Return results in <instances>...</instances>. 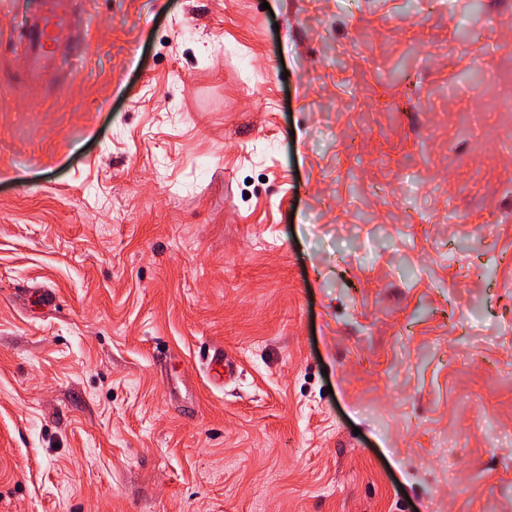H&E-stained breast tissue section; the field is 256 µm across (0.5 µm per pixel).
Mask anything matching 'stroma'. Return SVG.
Returning <instances> with one entry per match:
<instances>
[{
    "label": "stroma",
    "instance_id": "1",
    "mask_svg": "<svg viewBox=\"0 0 512 512\" xmlns=\"http://www.w3.org/2000/svg\"><path fill=\"white\" fill-rule=\"evenodd\" d=\"M73 6L29 86L0 0V512H512V0Z\"/></svg>",
    "mask_w": 512,
    "mask_h": 512
}]
</instances>
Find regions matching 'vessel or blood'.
I'll return each instance as SVG.
<instances>
[{
    "label": "vessel or blood",
    "mask_w": 512,
    "mask_h": 512,
    "mask_svg": "<svg viewBox=\"0 0 512 512\" xmlns=\"http://www.w3.org/2000/svg\"><path fill=\"white\" fill-rule=\"evenodd\" d=\"M71 0H39L30 17L24 38L27 44L25 76L40 83L56 56L67 46Z\"/></svg>",
    "instance_id": "obj_1"
}]
</instances>
